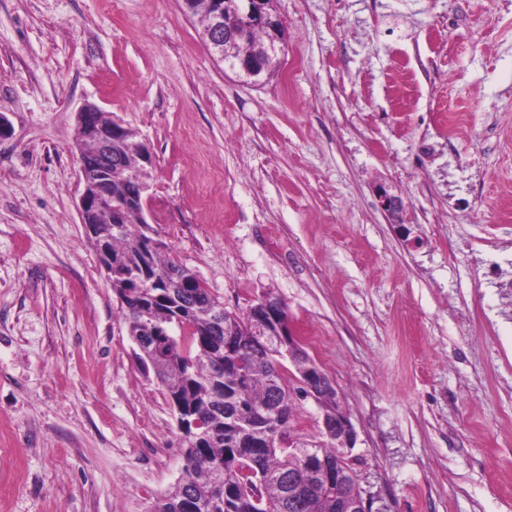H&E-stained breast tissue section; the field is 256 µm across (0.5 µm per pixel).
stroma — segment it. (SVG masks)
I'll return each mask as SVG.
<instances>
[{
	"mask_svg": "<svg viewBox=\"0 0 512 512\" xmlns=\"http://www.w3.org/2000/svg\"><path fill=\"white\" fill-rule=\"evenodd\" d=\"M275 7L253 85L181 0H0V512H153L181 473L80 219L88 105L149 145L162 255L230 311L286 303L376 512H512V0Z\"/></svg>",
	"mask_w": 512,
	"mask_h": 512,
	"instance_id": "stroma-1",
	"label": "stroma"
}]
</instances>
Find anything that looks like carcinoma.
<instances>
[{"mask_svg": "<svg viewBox=\"0 0 512 512\" xmlns=\"http://www.w3.org/2000/svg\"><path fill=\"white\" fill-rule=\"evenodd\" d=\"M223 2L226 51L263 49L264 28L246 22L249 0ZM111 125L104 112L90 115V131L79 135L80 161L90 172H112V179L96 183L100 191L141 208L138 135L126 130L108 155L98 141ZM83 224L99 231L100 261L112 271L108 279L137 357L162 384L186 437L180 477L154 512H340L342 499L360 489L355 460L336 439L302 431L297 400L306 390L297 380L304 366L284 376L285 350L257 348L249 315L227 310L196 274L149 247L150 225L138 213L116 227L102 213L87 215ZM315 402L326 419L345 417L336 393L319 392ZM262 409L267 418L253 420L251 413ZM196 418L204 422L199 430L191 428ZM285 433L304 439L303 446L277 447ZM304 454L341 464L349 482L338 486L322 468H305ZM291 479L308 488V499L290 494Z\"/></svg>", "mask_w": 512, "mask_h": 512, "instance_id": "cac0c4a2", "label": "carcinoma"}]
</instances>
